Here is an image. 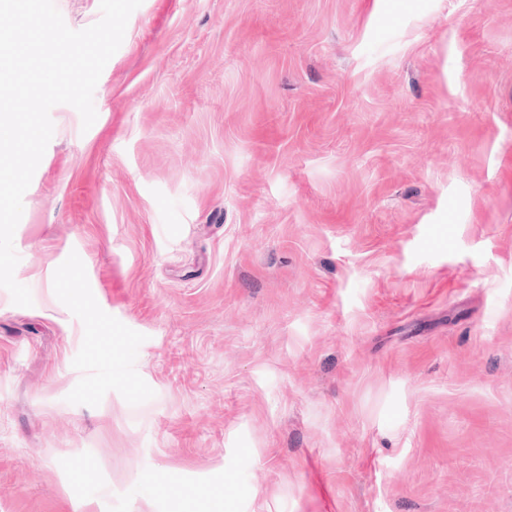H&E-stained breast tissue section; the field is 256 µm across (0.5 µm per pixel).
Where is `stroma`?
Segmentation results:
<instances>
[{
	"label": "stroma",
	"instance_id": "1",
	"mask_svg": "<svg viewBox=\"0 0 512 512\" xmlns=\"http://www.w3.org/2000/svg\"><path fill=\"white\" fill-rule=\"evenodd\" d=\"M0 288V512H512V0H143Z\"/></svg>",
	"mask_w": 512,
	"mask_h": 512
}]
</instances>
